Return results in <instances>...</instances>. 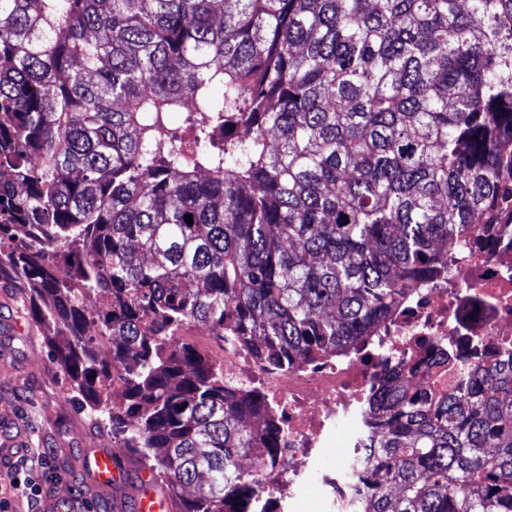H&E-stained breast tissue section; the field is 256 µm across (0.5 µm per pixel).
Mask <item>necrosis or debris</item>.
Returning <instances> with one entry per match:
<instances>
[{"mask_svg":"<svg viewBox=\"0 0 512 512\" xmlns=\"http://www.w3.org/2000/svg\"><path fill=\"white\" fill-rule=\"evenodd\" d=\"M443 255L447 272L408 288L362 351L316 365L294 356L274 369L225 338L217 357L225 383L261 385L280 429L276 455L256 466L261 491L249 512H289L312 485L327 512H361L374 433L368 403L385 373L426 345L452 354L458 381L475 365L512 357V223L494 225L479 252L452 244Z\"/></svg>","mask_w":512,"mask_h":512,"instance_id":"obj_1","label":"necrosis or debris"}]
</instances>
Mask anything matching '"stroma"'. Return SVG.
Here are the masks:
<instances>
[{"instance_id":"1","label":"stroma","mask_w":512,"mask_h":512,"mask_svg":"<svg viewBox=\"0 0 512 512\" xmlns=\"http://www.w3.org/2000/svg\"><path fill=\"white\" fill-rule=\"evenodd\" d=\"M69 384L52 363L42 329L0 333V433L21 437L25 447L46 449L48 467L38 481L47 492L82 499L84 482L73 459L88 447L119 444L90 415L76 410Z\"/></svg>"}]
</instances>
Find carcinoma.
Here are the masks:
<instances>
[{
  "instance_id": "cac0c4a2",
  "label": "carcinoma",
  "mask_w": 512,
  "mask_h": 512,
  "mask_svg": "<svg viewBox=\"0 0 512 512\" xmlns=\"http://www.w3.org/2000/svg\"><path fill=\"white\" fill-rule=\"evenodd\" d=\"M511 207L512 0H0V271L177 512H245L278 432L175 332L356 351ZM374 412L362 512H512V361Z\"/></svg>"
}]
</instances>
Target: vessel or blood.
<instances>
[{
  "label": "vessel or blood",
  "instance_id": "b4317fda",
  "mask_svg": "<svg viewBox=\"0 0 512 512\" xmlns=\"http://www.w3.org/2000/svg\"><path fill=\"white\" fill-rule=\"evenodd\" d=\"M124 459L117 448H93L82 456L80 467L93 494L108 501L112 512H175L172 497L149 471H141L135 485L122 487Z\"/></svg>",
  "mask_w": 512,
  "mask_h": 512
}]
</instances>
